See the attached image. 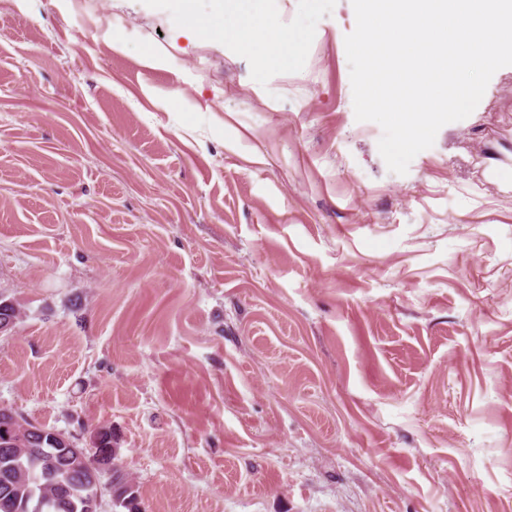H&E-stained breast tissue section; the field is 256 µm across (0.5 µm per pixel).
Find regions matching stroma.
<instances>
[{
  "mask_svg": "<svg viewBox=\"0 0 512 512\" xmlns=\"http://www.w3.org/2000/svg\"><path fill=\"white\" fill-rule=\"evenodd\" d=\"M267 8L288 64L0 0V407L111 426L140 512H512V71L398 175L351 0Z\"/></svg>",
  "mask_w": 512,
  "mask_h": 512,
  "instance_id": "1",
  "label": "stroma"
}]
</instances>
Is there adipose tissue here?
Segmentation results:
<instances>
[{
  "label": "adipose tissue",
  "instance_id": "ef3b65f1",
  "mask_svg": "<svg viewBox=\"0 0 512 512\" xmlns=\"http://www.w3.org/2000/svg\"><path fill=\"white\" fill-rule=\"evenodd\" d=\"M217 7L206 15L198 14L193 0H185L178 25L186 32L246 42L262 56L278 63L291 59L302 46L301 32L276 25L263 8V0H217ZM233 15L234 23H225V15Z\"/></svg>",
  "mask_w": 512,
  "mask_h": 512
}]
</instances>
